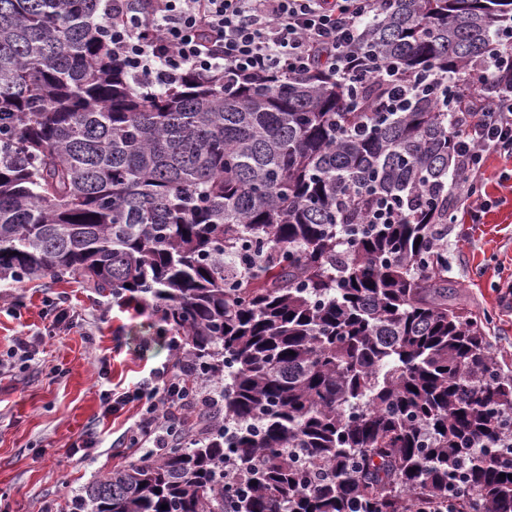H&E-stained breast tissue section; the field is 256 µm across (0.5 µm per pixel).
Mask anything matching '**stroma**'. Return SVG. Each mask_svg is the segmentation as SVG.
<instances>
[{"label":"stroma","instance_id":"35a3bbf8","mask_svg":"<svg viewBox=\"0 0 512 512\" xmlns=\"http://www.w3.org/2000/svg\"><path fill=\"white\" fill-rule=\"evenodd\" d=\"M477 190L486 202L478 216L454 208L448 227V279L463 304L486 316L489 350L512 371V158L493 155ZM66 301L68 321L45 318L48 300ZM162 324L137 304H120L72 280L0 288V352L24 337L36 350L26 370H0V512H41L44 502L67 506L89 482L126 465L137 452L114 441L136 418L126 406L103 418L102 389L128 386L161 365L169 351ZM108 375L95 381L93 371ZM60 375H52V368ZM97 446L84 460L70 447L86 432Z\"/></svg>","mask_w":512,"mask_h":512}]
</instances>
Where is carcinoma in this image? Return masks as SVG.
I'll use <instances>...</instances> for the list:
<instances>
[{
  "mask_svg": "<svg viewBox=\"0 0 512 512\" xmlns=\"http://www.w3.org/2000/svg\"><path fill=\"white\" fill-rule=\"evenodd\" d=\"M99 9L0 0V282L152 301L224 407L78 512H417L461 481L452 512H512V374L448 284L441 104L512 0H384L358 50L393 104L323 68L145 98Z\"/></svg>",
  "mask_w": 512,
  "mask_h": 512,
  "instance_id": "cac0c4a2",
  "label": "carcinoma"
}]
</instances>
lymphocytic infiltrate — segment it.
I'll return each mask as SVG.
<instances>
[{
	"label": "lymphocytic infiltrate",
	"mask_w": 512,
	"mask_h": 512,
	"mask_svg": "<svg viewBox=\"0 0 512 512\" xmlns=\"http://www.w3.org/2000/svg\"><path fill=\"white\" fill-rule=\"evenodd\" d=\"M382 0H105L102 29L112 52L125 62L134 88L148 97L179 83L190 72L222 71L244 81L274 74H302L319 61L343 81L369 72L355 46L366 18ZM454 131L455 176L448 192H477L488 156H512V88L487 101L475 90L443 100ZM161 366L123 392L103 391L108 414L139 403L123 438L127 449L170 447L193 422V410L220 406L219 383L201 377L184 358L186 340L167 339Z\"/></svg>",
	"instance_id": "lymphocytic-infiltrate-1"
}]
</instances>
